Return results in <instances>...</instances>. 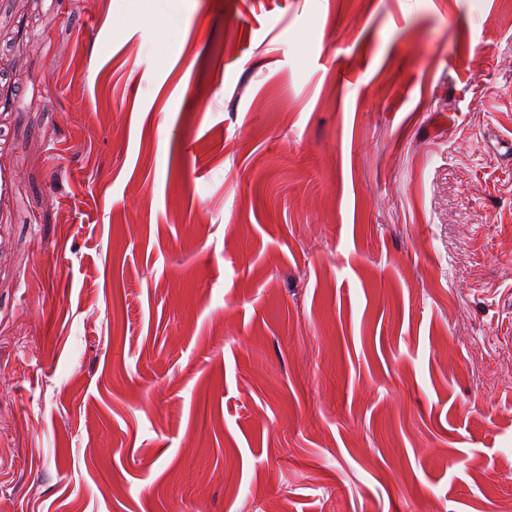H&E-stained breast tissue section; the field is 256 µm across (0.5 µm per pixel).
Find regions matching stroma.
<instances>
[{
    "label": "stroma",
    "mask_w": 512,
    "mask_h": 512,
    "mask_svg": "<svg viewBox=\"0 0 512 512\" xmlns=\"http://www.w3.org/2000/svg\"><path fill=\"white\" fill-rule=\"evenodd\" d=\"M512 0H0V512H512Z\"/></svg>",
    "instance_id": "obj_1"
}]
</instances>
